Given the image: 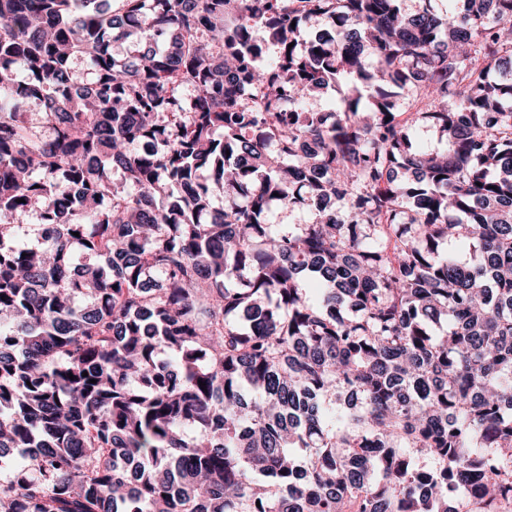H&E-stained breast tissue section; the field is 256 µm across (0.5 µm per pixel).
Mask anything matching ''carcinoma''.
Here are the masks:
<instances>
[{
  "instance_id": "obj_1",
  "label": "carcinoma",
  "mask_w": 512,
  "mask_h": 512,
  "mask_svg": "<svg viewBox=\"0 0 512 512\" xmlns=\"http://www.w3.org/2000/svg\"><path fill=\"white\" fill-rule=\"evenodd\" d=\"M107 2L0 0V512H500L512 0Z\"/></svg>"
}]
</instances>
